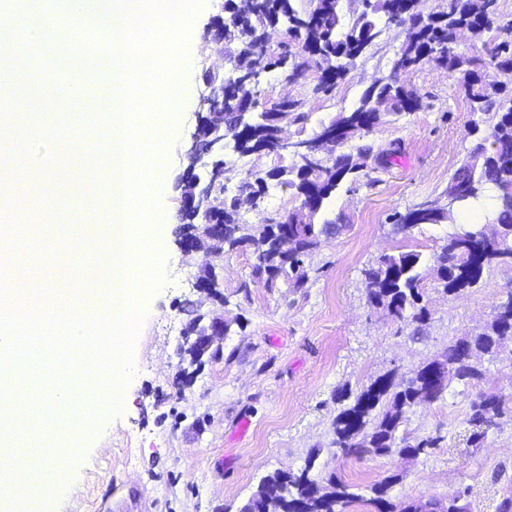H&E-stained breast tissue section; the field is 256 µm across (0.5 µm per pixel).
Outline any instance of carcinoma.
<instances>
[{
    "instance_id": "obj_1",
    "label": "carcinoma",
    "mask_w": 512,
    "mask_h": 512,
    "mask_svg": "<svg viewBox=\"0 0 512 512\" xmlns=\"http://www.w3.org/2000/svg\"><path fill=\"white\" fill-rule=\"evenodd\" d=\"M225 23L213 25V40L224 53L227 74L207 72L205 82L224 112L219 128L207 117L198 127L203 153L213 157L209 175L224 191V210L211 216L205 245L233 252L254 248L251 276L263 278L274 288L286 279L301 288L308 279L303 257L318 248L321 238L337 234L341 225L315 223L338 188L350 175L363 170L360 160L373 157L377 167H386L388 154L373 153L370 145L346 150L355 138H363L390 117L418 112L430 107L428 96L395 78H381L369 86L354 107L342 111L321 128L338 131L342 141L336 153L325 160L306 163L300 150L276 147V124L272 118L280 103L262 102L260 83L266 74L276 71L283 81L299 83L315 68L314 95H329L344 79L357 60L370 54L385 30L402 27L407 32L393 62L394 72H406L424 65H436L458 77L472 112L489 117L492 124L481 131L480 121L470 122V134L477 137L473 148L453 173L448 187L437 198L427 199L396 212L391 217L395 232L406 235L424 224L454 223L440 251L432 257L431 269L447 294L476 287L485 273L499 264H512V205L503 201L512 193V39L497 36L484 41L488 58L483 59L452 42L456 30L466 28L472 37L482 40L493 30L512 29V20L503 22L497 14V0H444L442 10L423 14L421 0H358L362 10L349 16L344 0H248L246 7L227 0ZM223 138V146L249 155L268 150L273 165L265 175H255L227 192L232 169L211 150L212 142ZM275 181L291 191L299 205L288 212V240H283L281 224L265 218L259 224L246 222L245 215L261 208L269 182ZM489 191L495 193V209L486 223L495 226L496 241L486 239L487 228H466L456 223V211L481 201ZM207 198L200 197L189 210L181 211L186 220L183 230L207 211ZM423 260L415 251L383 254L361 274L371 306L382 308L397 321L417 324L412 336L429 318L423 304ZM208 285V295L219 300L224 292L218 275L201 270L196 283ZM211 326L197 315L189 320L184 343L179 347L181 375L198 372ZM512 336V291L494 306L492 321L480 332L457 340L439 359L414 369L403 384L395 382L392 372L383 374L364 387L353 402L343 408L333 422V444L344 455L364 452L377 455L394 451L416 457L437 446L440 438L413 439L401 432L406 413L421 403H433L443 396L448 383L456 379L466 385L481 378L473 363L477 353H496L501 337ZM512 410V397L481 393L471 403L469 422L475 427L471 443L481 444L488 431L506 411ZM317 454H311L296 470H276L263 476L239 512H349L362 496L353 486L331 474L322 479L313 474ZM396 482L387 477L370 487L369 503L378 512H471L468 491L460 490L444 500H432L420 506L413 502H393L389 489Z\"/></svg>"
}]
</instances>
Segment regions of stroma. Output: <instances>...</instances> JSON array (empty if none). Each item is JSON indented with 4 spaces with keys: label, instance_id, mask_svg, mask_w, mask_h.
Wrapping results in <instances>:
<instances>
[{
    "label": "stroma",
    "instance_id": "1",
    "mask_svg": "<svg viewBox=\"0 0 512 512\" xmlns=\"http://www.w3.org/2000/svg\"><path fill=\"white\" fill-rule=\"evenodd\" d=\"M224 3L205 0L188 40L190 108L180 113L172 135L161 194L167 219L157 229L165 251L163 280L144 301L123 411L104 413L96 432L80 429L76 463L66 483L55 488L49 512H104L117 498L127 512H238L263 476L299 468L312 454L321 476L336 474L361 490L393 475V500L444 499L464 488L474 512H496L512 493V414L477 448L470 443L469 412L478 392L512 393L511 336L494 356H477L481 379L469 386L450 382L443 397L407 412L406 431L440 437L438 448L415 458L395 452L345 457L331 445L336 415L373 379L389 371L409 376L450 343L481 331L501 295L512 291L510 265L493 268L479 286L459 294H445L425 279L423 302L430 315L415 338L409 326L369 304L361 276L384 253L415 250L432 258L447 236L445 224L402 236L389 217L443 191L473 147L464 88L429 65L401 74L402 82L431 95L432 106L394 117L366 136V143L393 157L387 168L372 170V184H345L332 197L324 216L341 218L344 227L306 258L305 287L284 283L270 290L250 281V296L242 298L237 287L250 280L254 262L248 248L214 258L224 298H206L194 286L202 257L185 254L177 240L182 181L191 170L205 176L210 162L205 156L190 164L187 152L199 123L204 74L218 62L211 24L223 15ZM404 40L403 29L390 27L327 97H313L308 86L284 83L273 72L262 87L270 101L285 95L303 101L310 117L302 130L310 137L351 108L376 79L390 75ZM55 178L69 204L51 215L30 202L24 227L44 228L33 248L49 268L60 255L80 251L89 287L105 288L102 237L84 226L80 197L82 182L100 184L105 177L95 169L71 180L61 169ZM188 302L204 318H223L230 331L220 357L185 387L177 351ZM244 418L250 426L241 434L237 425Z\"/></svg>",
    "mask_w": 512,
    "mask_h": 512
}]
</instances>
